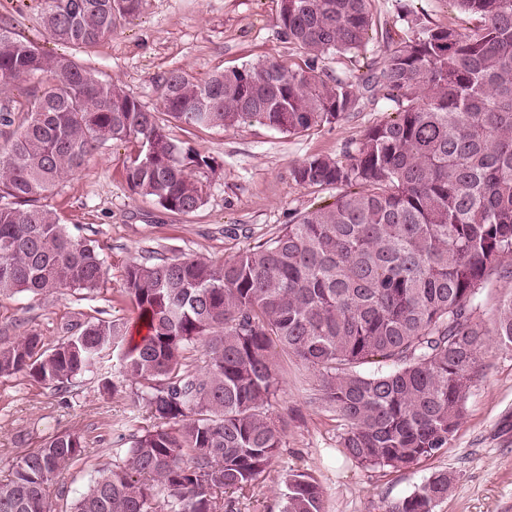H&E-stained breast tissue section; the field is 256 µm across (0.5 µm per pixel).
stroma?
<instances>
[{
    "label": "stroma",
    "mask_w": 512,
    "mask_h": 512,
    "mask_svg": "<svg viewBox=\"0 0 512 512\" xmlns=\"http://www.w3.org/2000/svg\"><path fill=\"white\" fill-rule=\"evenodd\" d=\"M42 6L43 0H0V26L44 52L63 53L64 45L36 22ZM370 8L375 26L366 56L353 63L345 57L322 60L325 75L347 72L353 64L362 70L380 59L385 34L398 26L403 9H414L430 26L447 25L454 16L447 0H371ZM277 13L278 0H144L136 18L75 55L153 110L160 106L163 80L175 70L203 78L269 59L303 64V53L278 35ZM385 117L381 106L365 101L343 121L297 135L258 123L227 130L169 127L171 138L190 143L217 165L207 178L205 204L189 214L168 211L130 191L124 163L137 153V142L103 145L48 202L62 224L100 247L107 280L91 294L0 295V336L15 339L34 330L51 347L77 323L135 321L137 311L124 291L129 262L176 255L221 262L246 243L269 238L297 215L333 203L336 189L300 187L291 179L292 168L311 155L341 154ZM276 360L282 389L272 411L285 424L286 444L270 475L237 503V512H280L288 477L300 472L321 480L328 512H383L384 504L411 495L437 471L452 473L455 481L435 512H512L511 349L485 350L483 371L470 388L465 417L448 451L400 469L347 457L345 429L320 406L313 371L281 353ZM106 379L114 390L103 389ZM132 388L115 360L63 391L24 373L0 377V479L9 478L20 457L43 447L49 437L81 436V457L48 489L53 512H64L99 470L121 463L132 436L154 427L147 408L132 407Z\"/></svg>",
    "instance_id": "1"
}]
</instances>
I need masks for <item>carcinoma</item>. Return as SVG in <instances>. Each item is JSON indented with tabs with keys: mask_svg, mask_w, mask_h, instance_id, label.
<instances>
[{
	"mask_svg": "<svg viewBox=\"0 0 512 512\" xmlns=\"http://www.w3.org/2000/svg\"><path fill=\"white\" fill-rule=\"evenodd\" d=\"M39 24L89 49L140 13L142 0H43ZM460 21L431 27L413 10L412 35L388 43L368 73L328 78L327 55H358L373 27L370 0H279L278 34L305 66L277 61L206 78L174 71L149 110L84 62L48 54L0 26V83L42 75L0 151V295L93 291L108 274L92 241L45 204L104 144L138 141L129 189L163 208L205 203L199 173L214 161L172 141L164 123L230 128L258 122L300 134L338 123L363 99L389 116L343 158L309 156L291 169L301 187L336 200L298 216L222 263L199 257L133 261L124 286L146 334L128 322L78 324L46 348L31 331L0 339V376L25 371L63 388L117 356L142 385L131 398L156 420L123 462L102 470L65 512H233L270 474L285 444L272 416L281 390L273 349L316 373L318 400L346 426L361 464L409 467L448 450L485 347L512 349V294L490 317L477 302L512 278V0H448ZM201 347L204 365L185 367ZM60 433L24 454L0 482V512H51L47 488L80 456ZM454 477L434 473L385 512H434ZM163 502H158V499ZM282 512H327L314 475L288 478Z\"/></svg>",
	"mask_w": 512,
	"mask_h": 512,
	"instance_id": "1",
	"label": "carcinoma"
}]
</instances>
